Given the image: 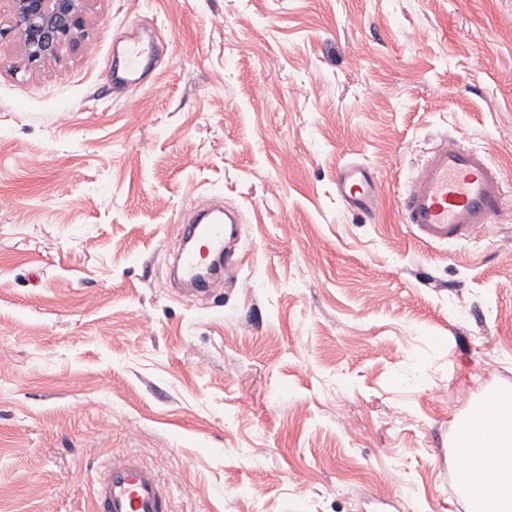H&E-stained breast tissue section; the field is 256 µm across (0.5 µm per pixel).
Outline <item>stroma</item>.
Masks as SVG:
<instances>
[{
	"label": "stroma",
	"mask_w": 512,
	"mask_h": 512,
	"mask_svg": "<svg viewBox=\"0 0 512 512\" xmlns=\"http://www.w3.org/2000/svg\"><path fill=\"white\" fill-rule=\"evenodd\" d=\"M134 23L155 85L116 93ZM74 37L0 40V512H92L122 452L174 512H465L455 427L512 387V199L430 246L399 197L445 134L512 183V0H83ZM210 197L242 235L191 298L170 255ZM336 190L347 208L369 214L377 206L380 187L374 175L362 164L351 161L336 175Z\"/></svg>",
	"instance_id": "1"
}]
</instances>
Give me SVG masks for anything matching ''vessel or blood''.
<instances>
[{
	"mask_svg": "<svg viewBox=\"0 0 512 512\" xmlns=\"http://www.w3.org/2000/svg\"><path fill=\"white\" fill-rule=\"evenodd\" d=\"M156 52L154 42L128 41L108 68L113 91L139 86ZM508 184L486 152L461 146L451 138L432 148L401 194L403 223L428 244L446 245L486 236L495 224ZM336 190L347 208L371 213L380 187L362 164L351 161L336 175ZM179 254L182 278L204 284V262L230 253L241 235L236 212L202 202L183 229ZM94 512H172L158 474L137 455L120 453L108 460L92 485Z\"/></svg>",
	"mask_w": 512,
	"mask_h": 512,
	"instance_id": "obj_1",
	"label": "vessel or blood"
}]
</instances>
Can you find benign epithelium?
<instances>
[{"instance_id": "obj_1", "label": "benign epithelium", "mask_w": 512, "mask_h": 512, "mask_svg": "<svg viewBox=\"0 0 512 512\" xmlns=\"http://www.w3.org/2000/svg\"><path fill=\"white\" fill-rule=\"evenodd\" d=\"M11 24L1 36L17 33L32 64L59 57L81 24L82 0H10Z\"/></svg>"}]
</instances>
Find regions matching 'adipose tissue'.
Instances as JSON below:
<instances>
[{
    "mask_svg": "<svg viewBox=\"0 0 512 512\" xmlns=\"http://www.w3.org/2000/svg\"><path fill=\"white\" fill-rule=\"evenodd\" d=\"M454 458L466 512H512V388L486 396L458 424Z\"/></svg>",
    "mask_w": 512,
    "mask_h": 512,
    "instance_id": "adipose-tissue-1",
    "label": "adipose tissue"
}]
</instances>
